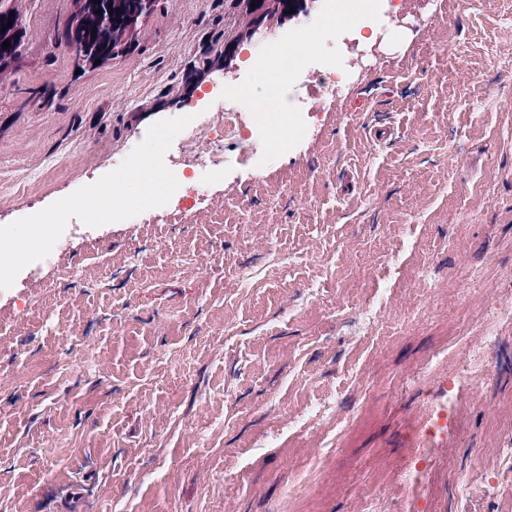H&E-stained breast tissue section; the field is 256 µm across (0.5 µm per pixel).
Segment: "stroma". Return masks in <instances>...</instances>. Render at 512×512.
I'll return each mask as SVG.
<instances>
[{"mask_svg": "<svg viewBox=\"0 0 512 512\" xmlns=\"http://www.w3.org/2000/svg\"><path fill=\"white\" fill-rule=\"evenodd\" d=\"M68 9L27 0L36 37L0 86V175L42 188L0 196V228L44 233L77 272L47 289L55 264L32 255L0 298V512H357L366 492L376 512H512V475L473 508L454 490L512 448L506 0H431L379 35L263 173L225 140L209 207L178 223L35 226L21 212L110 178L135 130L179 110L202 46L224 48L223 0H166L137 54L79 76L54 38ZM487 320L475 385L464 345ZM342 385L339 421L289 430ZM442 403L413 495L385 490Z\"/></svg>", "mask_w": 512, "mask_h": 512, "instance_id": "35a3bbf8", "label": "stroma"}]
</instances>
